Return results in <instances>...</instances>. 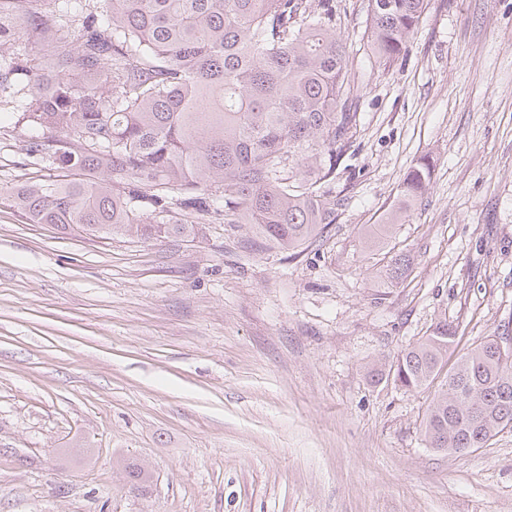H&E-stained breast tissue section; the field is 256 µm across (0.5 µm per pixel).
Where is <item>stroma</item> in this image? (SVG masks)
Listing matches in <instances>:
<instances>
[{
    "label": "stroma",
    "mask_w": 512,
    "mask_h": 512,
    "mask_svg": "<svg viewBox=\"0 0 512 512\" xmlns=\"http://www.w3.org/2000/svg\"><path fill=\"white\" fill-rule=\"evenodd\" d=\"M335 3L360 120L336 222L299 255L220 212L154 244L0 198V512H512V430L436 451L434 389L369 373L443 321L460 353L512 336V0H428L386 69L368 0ZM18 118L0 109L7 191L43 134ZM423 158L422 205L368 250ZM390 252L411 258L393 286Z\"/></svg>",
    "instance_id": "stroma-1"
}]
</instances>
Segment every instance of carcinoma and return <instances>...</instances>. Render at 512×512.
<instances>
[{
    "label": "carcinoma",
    "mask_w": 512,
    "mask_h": 512,
    "mask_svg": "<svg viewBox=\"0 0 512 512\" xmlns=\"http://www.w3.org/2000/svg\"><path fill=\"white\" fill-rule=\"evenodd\" d=\"M427 0H368L367 42L392 63ZM0 0V95L51 133L26 144L48 178L10 198L33 224L101 239L196 238L192 216L224 204L283 252L336 222L323 187L353 145L358 87L332 28V0ZM25 42L31 52L22 54ZM430 164L404 178L398 204L365 237L379 249L424 199ZM410 267L400 253L390 284ZM439 323L374 376L408 390L445 376L421 423L429 447L474 452L512 429V354L495 337L455 357Z\"/></svg>",
    "instance_id": "carcinoma-1"
}]
</instances>
